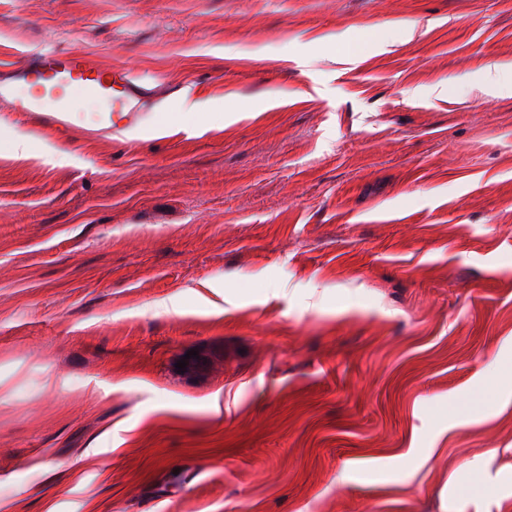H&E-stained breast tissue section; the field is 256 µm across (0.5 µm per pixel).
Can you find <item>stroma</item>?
I'll return each instance as SVG.
<instances>
[{"instance_id": "35a3bbf8", "label": "stroma", "mask_w": 512, "mask_h": 512, "mask_svg": "<svg viewBox=\"0 0 512 512\" xmlns=\"http://www.w3.org/2000/svg\"><path fill=\"white\" fill-rule=\"evenodd\" d=\"M45 50L157 103L0 104V512H512V0H0Z\"/></svg>"}]
</instances>
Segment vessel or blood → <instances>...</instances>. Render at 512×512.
Instances as JSON below:
<instances>
[{
  "instance_id": "b4317fda",
  "label": "vessel or blood",
  "mask_w": 512,
  "mask_h": 512,
  "mask_svg": "<svg viewBox=\"0 0 512 512\" xmlns=\"http://www.w3.org/2000/svg\"><path fill=\"white\" fill-rule=\"evenodd\" d=\"M18 79L38 86V94L29 98L11 97L9 89L0 87V101L14 112H41L52 108L58 123H67L74 105L68 91L82 98L105 100L107 114L99 127L106 131L132 128L140 112L156 101L150 84L129 70L98 63L78 53L46 51L16 68Z\"/></svg>"
}]
</instances>
